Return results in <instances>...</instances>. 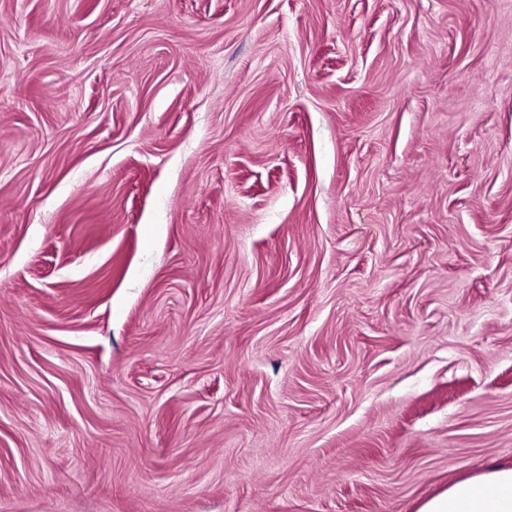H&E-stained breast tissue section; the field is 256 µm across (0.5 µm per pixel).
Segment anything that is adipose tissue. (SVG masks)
Returning a JSON list of instances; mask_svg holds the SVG:
<instances>
[{
	"label": "adipose tissue",
	"instance_id": "obj_1",
	"mask_svg": "<svg viewBox=\"0 0 512 512\" xmlns=\"http://www.w3.org/2000/svg\"><path fill=\"white\" fill-rule=\"evenodd\" d=\"M418 512H512V467L452 483Z\"/></svg>",
	"mask_w": 512,
	"mask_h": 512
}]
</instances>
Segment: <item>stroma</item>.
Listing matches in <instances>:
<instances>
[{"label":"stroma","mask_w":512,"mask_h":512,"mask_svg":"<svg viewBox=\"0 0 512 512\" xmlns=\"http://www.w3.org/2000/svg\"><path fill=\"white\" fill-rule=\"evenodd\" d=\"M512 466V0H0V512H417Z\"/></svg>","instance_id":"35a3bbf8"}]
</instances>
